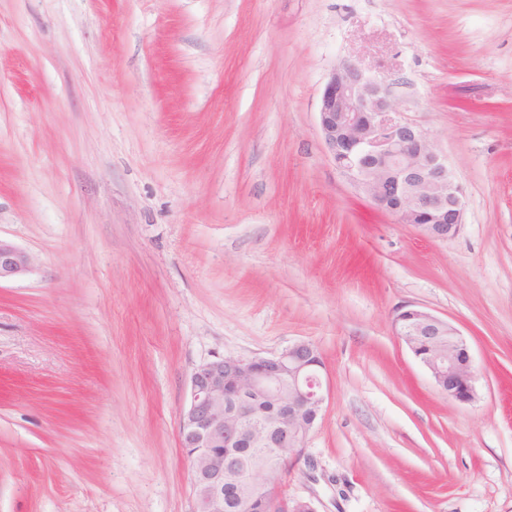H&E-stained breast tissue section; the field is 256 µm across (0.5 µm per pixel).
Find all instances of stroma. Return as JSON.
I'll return each instance as SVG.
<instances>
[{"instance_id":"obj_1","label":"stroma","mask_w":512,"mask_h":512,"mask_svg":"<svg viewBox=\"0 0 512 512\" xmlns=\"http://www.w3.org/2000/svg\"><path fill=\"white\" fill-rule=\"evenodd\" d=\"M464 187L431 242L327 153L344 59ZM0 512H191L192 369L298 341L330 393L281 478L317 512H512V0H0ZM469 344L449 400L394 334ZM31 268V258L12 241L0 237V284L18 278ZM393 330L428 370L441 394L461 404L475 399L473 356L454 325L428 311L403 307L393 318Z\"/></svg>"}]
</instances>
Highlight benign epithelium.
<instances>
[{"label":"benign epithelium","instance_id":"7a95c632","mask_svg":"<svg viewBox=\"0 0 512 512\" xmlns=\"http://www.w3.org/2000/svg\"><path fill=\"white\" fill-rule=\"evenodd\" d=\"M318 118L336 168L379 211L429 240L446 242L459 234L465 191L430 135L398 112L389 85L344 60L324 85ZM30 268L29 254L0 238V282ZM393 330L441 394L461 404L475 399L473 356L454 325L403 307ZM324 369L320 351L306 341L270 357L216 356L193 368L178 423L190 465L192 512H224V475L237 469L229 449L270 446L281 470L302 456L329 393ZM229 491L237 512H249L257 493L264 512H317L308 500L286 497L264 471L236 476Z\"/></svg>","mask_w":512,"mask_h":512}]
</instances>
